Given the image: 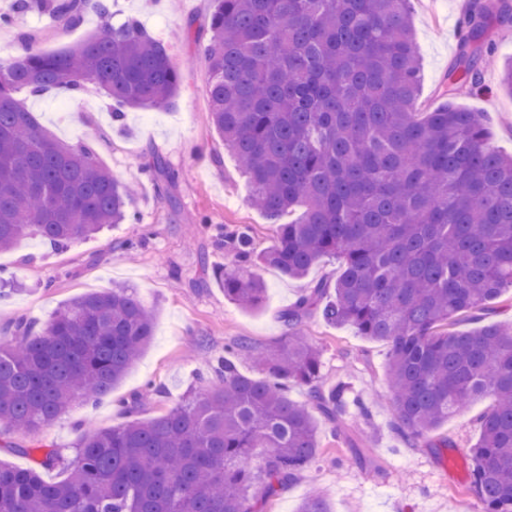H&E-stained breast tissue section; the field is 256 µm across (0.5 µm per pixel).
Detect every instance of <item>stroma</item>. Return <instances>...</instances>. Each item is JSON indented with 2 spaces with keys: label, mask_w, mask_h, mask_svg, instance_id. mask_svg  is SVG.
I'll list each match as a JSON object with an SVG mask.
<instances>
[{
  "label": "stroma",
  "mask_w": 512,
  "mask_h": 512,
  "mask_svg": "<svg viewBox=\"0 0 512 512\" xmlns=\"http://www.w3.org/2000/svg\"><path fill=\"white\" fill-rule=\"evenodd\" d=\"M106 20L119 24L138 19L165 42L181 72L174 103L159 110L125 108L122 122L105 95L74 98L63 91L41 96L19 92L16 98L37 123L58 141L91 143L98 162L121 179L133 168L160 159L174 173L166 190L142 178L130 210L137 223L117 224L98 234L73 239L52 250L39 238H20L0 252V342H10L16 321L39 325L53 319L73 299L116 286L136 290L156 314L154 336L137 364L109 395L96 404H79L57 418L39 436L7 431L11 445L0 447V460L27 468L30 457L16 445L39 441L71 461L88 426H119L130 418L148 419L168 410L197 384L202 358L224 354L230 339L244 337L263 346L284 336L282 312L321 280H335L337 261L321 259L301 279L271 267L259 271L265 285L260 310L239 308L224 296L213 277L226 265L224 235L248 231L255 250L274 242L272 224L249 202L250 187L234 156L209 122L207 64L202 51L209 23L210 0H107ZM469 0H412V23L421 64L417 105L429 112L440 106L443 80L454 64ZM85 12L68 27L51 10L30 13L11 26H0V45L10 54L26 47L54 52L84 40L105 20ZM482 82L459 92L460 108L482 113L490 142L512 154V93L503 89L495 67L481 71ZM321 351L324 385L346 382L363 396L367 416L352 413L342 423L316 416L319 454L288 489L267 501L264 512H296L312 492L326 498L331 512H363L374 502L377 512H483L470 489L471 450L479 436L477 418L483 400L450 418L436 430L406 441L392 427L393 411L386 386L389 348L359 336L350 326L327 323L320 312L303 325ZM155 393H148L147 383ZM141 395L137 413L123 402ZM373 431L374 468L356 464L350 436Z\"/></svg>",
  "instance_id": "stroma-1"
}]
</instances>
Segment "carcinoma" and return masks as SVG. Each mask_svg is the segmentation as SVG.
Listing matches in <instances>:
<instances>
[{
  "label": "carcinoma",
  "mask_w": 512,
  "mask_h": 512,
  "mask_svg": "<svg viewBox=\"0 0 512 512\" xmlns=\"http://www.w3.org/2000/svg\"><path fill=\"white\" fill-rule=\"evenodd\" d=\"M410 0H212L209 119L275 227L254 250L224 236L231 267L214 271L224 297L260 308L252 268L305 276L340 263L283 313L285 335L245 338L208 363L173 408L87 431L67 476L43 443L18 446L34 466L0 463V512H260L315 461L316 423L288 397L305 386L331 420L347 388L321 383L319 349L301 335L313 311L389 345L394 428L405 439L437 429L485 399L471 489L484 512H512V327L480 324L512 288V156L491 147L476 112L453 102L481 78L477 41L492 15L473 0L448 71V101L417 111L421 66ZM51 9L73 25L108 15L105 0H14L9 25ZM180 73L167 47L130 19L105 24L59 53L26 51L0 67V250L26 236L62 248L128 217L131 191L91 147L53 138L15 94L103 93L141 109L170 105ZM301 208L286 224L283 215ZM479 326L454 331L458 317ZM154 313L127 288L84 294L38 331L13 325L0 345V424L38 433L77 403L112 392L150 344ZM297 512H330L319 493Z\"/></svg>",
  "instance_id": "1"
}]
</instances>
